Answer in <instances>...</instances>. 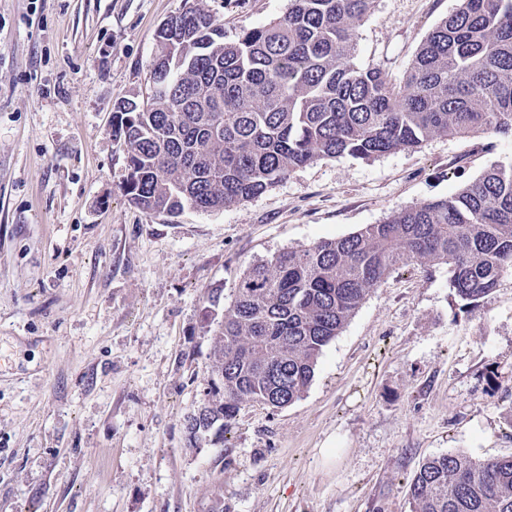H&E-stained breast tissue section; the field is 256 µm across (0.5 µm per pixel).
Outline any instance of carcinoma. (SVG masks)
Instances as JSON below:
<instances>
[{
	"label": "carcinoma",
	"mask_w": 512,
	"mask_h": 512,
	"mask_svg": "<svg viewBox=\"0 0 512 512\" xmlns=\"http://www.w3.org/2000/svg\"><path fill=\"white\" fill-rule=\"evenodd\" d=\"M373 0H291L288 13L224 40L193 7L158 30L144 101L118 102L123 192L154 213L220 210L321 158L361 159L438 136L512 138V0H459L428 34L402 84L353 63ZM445 264L465 306L512 272V163L455 195L389 215L348 236L283 250L250 266L224 310L189 446L217 439L240 406L298 400L323 348L397 265ZM412 512H512V456L422 462Z\"/></svg>",
	"instance_id": "obj_1"
}]
</instances>
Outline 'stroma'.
Instances as JSON below:
<instances>
[{
    "instance_id": "obj_1",
    "label": "stroma",
    "mask_w": 512,
    "mask_h": 512,
    "mask_svg": "<svg viewBox=\"0 0 512 512\" xmlns=\"http://www.w3.org/2000/svg\"><path fill=\"white\" fill-rule=\"evenodd\" d=\"M189 1L229 40L290 7L0 0V512H410L425 459L512 455V275L466 307L447 265L420 263L366 296L298 400L243 404L223 440L189 447L249 266L512 161L506 139L436 136L315 161L223 210L143 211L112 112L149 94L157 31ZM457 6L373 0L355 64L402 83Z\"/></svg>"
}]
</instances>
